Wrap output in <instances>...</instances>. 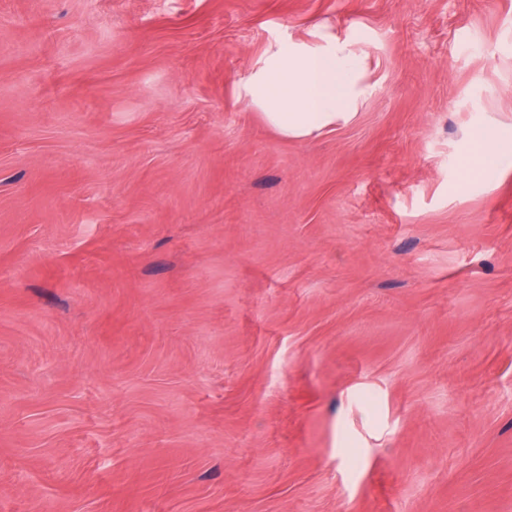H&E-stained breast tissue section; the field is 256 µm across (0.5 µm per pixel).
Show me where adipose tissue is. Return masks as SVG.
Instances as JSON below:
<instances>
[{
	"label": "adipose tissue",
	"instance_id": "ef3b65f1",
	"mask_svg": "<svg viewBox=\"0 0 512 512\" xmlns=\"http://www.w3.org/2000/svg\"><path fill=\"white\" fill-rule=\"evenodd\" d=\"M351 40L333 33L311 45L270 46L236 88V98L284 139L306 141L352 123L371 92Z\"/></svg>",
	"mask_w": 512,
	"mask_h": 512
}]
</instances>
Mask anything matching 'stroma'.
I'll use <instances>...</instances> for the list:
<instances>
[{
  "instance_id": "stroma-1",
  "label": "stroma",
  "mask_w": 512,
  "mask_h": 512,
  "mask_svg": "<svg viewBox=\"0 0 512 512\" xmlns=\"http://www.w3.org/2000/svg\"><path fill=\"white\" fill-rule=\"evenodd\" d=\"M0 512H512V0H0ZM366 64L347 38L270 46L236 88L238 102L256 111L284 139L307 141L349 125L371 92ZM470 141V172L471 175H481L498 162L499 138L489 131L477 130L471 133Z\"/></svg>"
}]
</instances>
